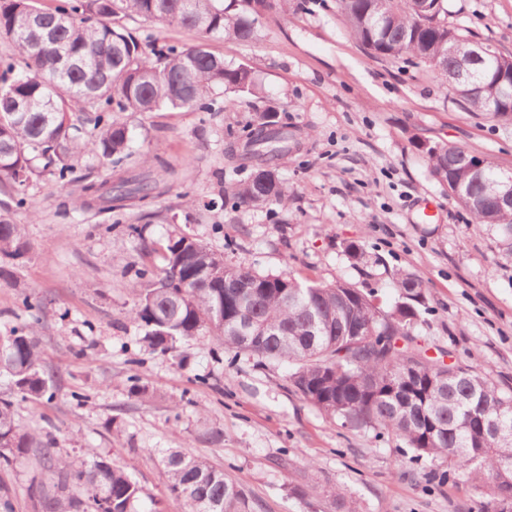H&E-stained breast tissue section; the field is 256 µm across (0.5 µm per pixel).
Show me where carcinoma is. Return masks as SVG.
<instances>
[{
	"label": "carcinoma",
	"mask_w": 512,
	"mask_h": 512,
	"mask_svg": "<svg viewBox=\"0 0 512 512\" xmlns=\"http://www.w3.org/2000/svg\"><path fill=\"white\" fill-rule=\"evenodd\" d=\"M350 31L371 55L426 63L442 79L456 66L448 56L445 0H338ZM273 0H63L52 10L37 0H0V39L14 44L23 66L0 60V173L12 184L14 206L0 207V257L17 261L30 245L12 208L28 204L26 187L41 157L60 183L72 159L92 151L115 178L89 181L78 203L110 213L155 198L150 171L129 163L133 137L116 112L195 109L209 112L212 90L260 97L261 87L244 64L232 65L202 45L141 44L123 25L136 16L236 41L255 36L257 10ZM465 36L460 30L453 31ZM499 51L464 69L471 112L512 126V97L501 103ZM280 106L266 104L246 134H229L228 157L237 176L224 190L232 207L284 205L288 185L257 173L277 171L292 134ZM432 175L450 187L448 196L472 222L496 235L502 256L512 259V211L500 210L490 186L506 172L468 163L469 151L445 142L417 141ZM164 266L135 272L137 304L131 317L145 328L144 341L168 351L180 339L211 335L227 349L293 366L290 381L310 405L344 425L390 433L412 450L448 468L481 498V512L512 508V447L497 427L512 430V394L496 388L486 372L433 362L412 344L424 323L428 298L420 277L394 273L398 298L382 308L375 291L353 283L300 281L224 260L187 235L160 246ZM249 287L243 288L241 284ZM254 320L264 335L243 342L239 325ZM0 377L24 399L42 397L49 380L40 368L32 329L0 336ZM33 454L47 480H34L29 494L45 512H140L141 489L122 469L99 457L81 467L54 451V439L22 431L14 402L0 397V464ZM168 490L188 512H247L242 488L201 458L174 450L162 458Z\"/></svg>",
	"instance_id": "1"
}]
</instances>
